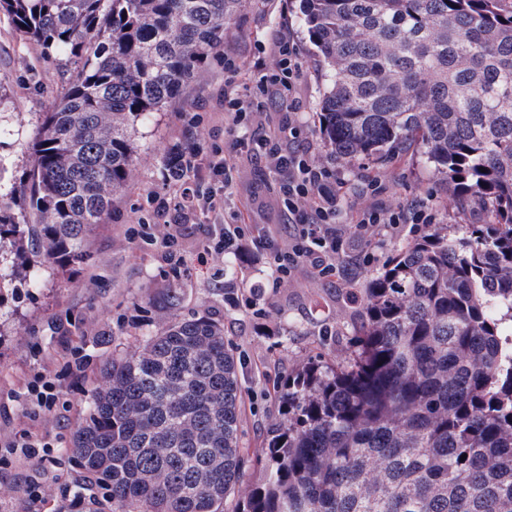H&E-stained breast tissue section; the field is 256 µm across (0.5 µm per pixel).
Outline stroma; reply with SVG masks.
Listing matches in <instances>:
<instances>
[{
    "label": "stroma",
    "instance_id": "1",
    "mask_svg": "<svg viewBox=\"0 0 512 512\" xmlns=\"http://www.w3.org/2000/svg\"><path fill=\"white\" fill-rule=\"evenodd\" d=\"M300 0H253L227 38L225 48L243 65L255 60V46L277 33L293 39L301 54L300 110L315 157H323L317 114L323 79L315 61L299 10ZM0 92L7 106L0 113V155L7 169L0 180L19 181L26 172L27 143L36 131L41 112L58 100L64 83L40 48L22 35L10 16L0 11ZM224 97V64L216 61L196 75L188 98L175 100L167 111L153 113L136 134L138 159L123 203L108 223L99 225L88 241L87 261L57 269L38 285L21 284L7 310L0 312V443L20 429L64 457L39 463L22 456L0 468V512H77L80 469L68 449L74 431L85 418L93 381L103 362L122 358L144 336L160 332L174 320L205 315L223 323L224 333L242 362L245 401L242 419L248 477L256 479L255 458L267 430L277 422L274 379L293 364L318 353L336 361L344 358L351 327L352 296L368 276L376 274L395 250L419 234L417 224L403 225L399 237L369 242L345 235L346 255L335 278L318 277L301 269L290 282L273 286L265 250L256 242H234L231 250L254 290L252 300L239 289L224 285V274L198 252L208 235L224 227L223 216L209 214L187 239L182 259H170L157 245L130 240L129 227L148 219L152 193H166L164 180L174 143H225L228 133H213L210 124L186 130L178 113L201 116L220 111ZM388 198L397 205L425 202L445 224H479L477 208L465 213L443 208L448 191L417 156H401L381 168ZM238 198L247 201L252 223L264 225L280 243L289 231L269 191L260 156L245 157L236 178ZM180 295L178 307L163 304L170 289ZM82 361L79 381L60 380L63 362ZM56 384L57 400L41 407L27 387L36 376ZM41 487V503H32L25 487Z\"/></svg>",
    "mask_w": 512,
    "mask_h": 512
}]
</instances>
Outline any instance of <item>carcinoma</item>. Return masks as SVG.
Here are the masks:
<instances>
[{
    "mask_svg": "<svg viewBox=\"0 0 512 512\" xmlns=\"http://www.w3.org/2000/svg\"><path fill=\"white\" fill-rule=\"evenodd\" d=\"M502 0H300L326 87V159L420 154L483 224H429L357 300L342 364L278 378L266 473L234 512H512V9ZM251 0H0L67 77L0 186V306L14 251L86 256L134 178L135 127L187 97ZM70 452L86 512H224L245 483L224 325L182 318L100 368ZM466 459H461V456Z\"/></svg>",
    "mask_w": 512,
    "mask_h": 512,
    "instance_id": "carcinoma-1",
    "label": "carcinoma"
}]
</instances>
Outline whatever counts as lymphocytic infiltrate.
I'll use <instances>...</instances> for the list:
<instances>
[{"mask_svg":"<svg viewBox=\"0 0 512 512\" xmlns=\"http://www.w3.org/2000/svg\"><path fill=\"white\" fill-rule=\"evenodd\" d=\"M257 73L245 78L233 55H225L224 119L233 134L224 146L209 151L176 144L168 180L176 182V196L152 198L153 216L168 224L163 239L171 248L197 225L201 214L226 208L233 173L243 155L260 154L266 172L276 180L275 202L292 230L287 248L268 243L270 268L276 281H284L301 268L329 278L339 269L345 241L336 230L342 202L350 192L340 171L316 161L312 145L303 136L299 113L301 64L297 44L282 37L259 47L253 63ZM278 103L280 116H271L269 103ZM362 182L371 203L355 210L358 230L367 237H394L400 225L431 224L435 218L425 204L393 208L383 195L379 175L365 173Z\"/></svg>","mask_w":512,"mask_h":512,"instance_id":"1","label":"lymphocytic infiltrate"}]
</instances>
